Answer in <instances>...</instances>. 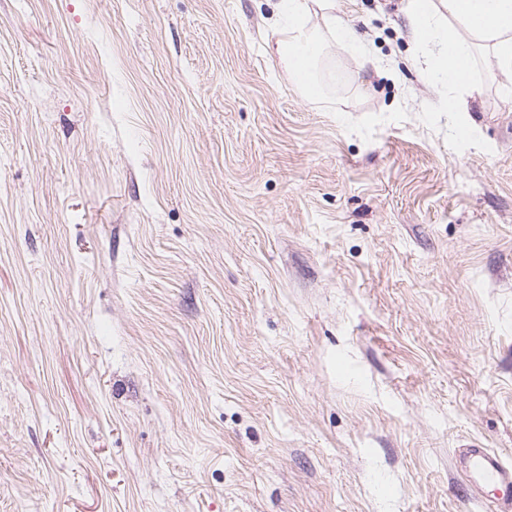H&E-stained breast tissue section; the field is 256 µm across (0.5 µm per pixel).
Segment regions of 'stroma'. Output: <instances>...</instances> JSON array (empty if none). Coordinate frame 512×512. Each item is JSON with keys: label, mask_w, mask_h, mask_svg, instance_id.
I'll list each match as a JSON object with an SVG mask.
<instances>
[{"label": "stroma", "mask_w": 512, "mask_h": 512, "mask_svg": "<svg viewBox=\"0 0 512 512\" xmlns=\"http://www.w3.org/2000/svg\"><path fill=\"white\" fill-rule=\"evenodd\" d=\"M400 7L310 98L266 0H0V512H496L512 101ZM459 458L476 498L492 501L502 512L512 510V463L491 448L474 445L460 448Z\"/></svg>", "instance_id": "stroma-1"}]
</instances>
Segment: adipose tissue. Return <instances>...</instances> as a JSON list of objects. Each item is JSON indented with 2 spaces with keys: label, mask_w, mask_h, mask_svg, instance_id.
<instances>
[{
  "label": "adipose tissue",
  "mask_w": 512,
  "mask_h": 512,
  "mask_svg": "<svg viewBox=\"0 0 512 512\" xmlns=\"http://www.w3.org/2000/svg\"><path fill=\"white\" fill-rule=\"evenodd\" d=\"M402 10L415 42L428 49L423 74L448 88L449 111H469L471 101L482 95L483 86L471 73L483 60L499 80L500 96L512 99V0H402ZM313 15L321 26H308ZM271 25L277 34L275 54L310 94L321 88L327 34L356 40L337 0H277Z\"/></svg>",
  "instance_id": "ef3b65f1"
}]
</instances>
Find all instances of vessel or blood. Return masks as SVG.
I'll use <instances>...</instances> for the list:
<instances>
[{
    "instance_id": "b4317fda",
    "label": "vessel or blood",
    "mask_w": 512,
    "mask_h": 512,
    "mask_svg": "<svg viewBox=\"0 0 512 512\" xmlns=\"http://www.w3.org/2000/svg\"><path fill=\"white\" fill-rule=\"evenodd\" d=\"M459 458L473 495L492 501L499 512H512V463L474 445L461 449Z\"/></svg>"
}]
</instances>
